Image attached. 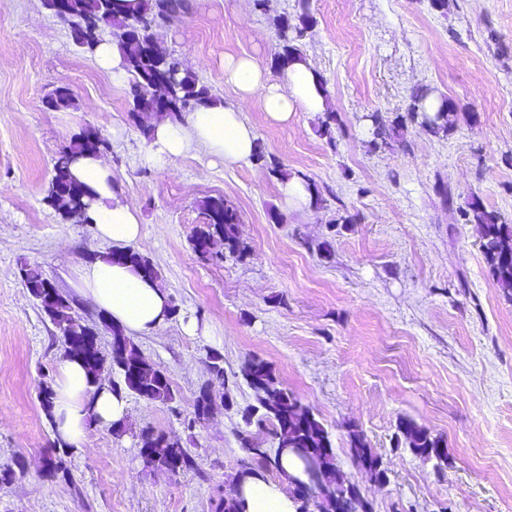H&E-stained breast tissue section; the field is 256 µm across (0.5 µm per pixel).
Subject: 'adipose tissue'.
<instances>
[{"label":"adipose tissue","instance_id":"1","mask_svg":"<svg viewBox=\"0 0 512 512\" xmlns=\"http://www.w3.org/2000/svg\"><path fill=\"white\" fill-rule=\"evenodd\" d=\"M224 81L234 87L238 103H213L188 113L183 123L157 124L153 142L158 157L174 164L190 151L203 148L228 163L247 162L256 152V135L243 119L240 105L256 95L268 119L279 124L288 123L295 113L326 108L319 79L306 62L289 65L281 78L273 81L252 58L230 57L224 61ZM71 172L94 196L88 215L97 236L116 249L137 242V211L117 196L111 164L103 157L85 155L76 158ZM78 288L83 297L128 332L149 335L169 319L170 299L163 288L132 268L105 258H97L79 270ZM54 391V426L72 446L81 444L89 423L111 427L126 417L125 394L106 388L94 390L75 356L67 355L60 361ZM233 495L241 503L242 512L296 510L291 493L262 476L236 484Z\"/></svg>","mask_w":512,"mask_h":512}]
</instances>
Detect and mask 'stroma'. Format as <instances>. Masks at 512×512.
Here are the masks:
<instances>
[{
	"mask_svg": "<svg viewBox=\"0 0 512 512\" xmlns=\"http://www.w3.org/2000/svg\"><path fill=\"white\" fill-rule=\"evenodd\" d=\"M297 0H192L158 39L212 94L237 100L225 56H249L270 79L277 22ZM316 24L301 41L329 92L328 112L269 120L259 98L243 109L264 162L224 164L204 151L177 167L148 162L151 142L130 120L127 85H113L71 29L41 0H0V512H214L247 453L238 440L252 390L238 378L253 357L325 424L336 463L371 512H512V299L496 285L468 202L512 224V0H310ZM67 87L73 105L49 109ZM427 88L458 107L457 126L434 135L407 119ZM334 115L331 136L322 123ZM393 133L374 149L371 115ZM108 143L117 193L137 210L150 258L177 308L166 326L133 341L166 370L168 403L129 397L126 431L88 427L67 459L69 480L48 478L54 432L39 399L64 354L57 329L24 288L39 265L81 316L78 268L106 250L92 225L62 221L44 200L53 162L75 134ZM303 174L320 198L281 201L284 175ZM237 208L244 259L202 262L189 238L200 200ZM330 241L334 255L319 251ZM201 332H185L187 319ZM224 356L234 401L188 427L209 350ZM444 442L448 462L396 446L400 419ZM180 438L193 468H145L141 428ZM361 430L386 471L378 482L347 445Z\"/></svg>",
	"mask_w": 512,
	"mask_h": 512,
	"instance_id": "35a3bbf8",
	"label": "stroma"
}]
</instances>
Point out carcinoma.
<instances>
[{
	"mask_svg": "<svg viewBox=\"0 0 512 512\" xmlns=\"http://www.w3.org/2000/svg\"><path fill=\"white\" fill-rule=\"evenodd\" d=\"M71 11L66 21L70 25H80L84 19H91L102 32H109L112 42L119 48L127 74L129 96L134 111L130 119L140 128L147 139H152L156 124L169 121L173 124L184 120L185 113L194 112L199 107L216 101L209 88L200 83L198 77L182 68L177 58L162 46H157L154 56L142 52V44L156 38L157 28L176 10H187L190 0H69ZM315 25L309 0H298L295 20L283 18L278 25L280 51L276 61L284 69L294 61L305 57L299 42ZM165 67L174 75L169 92L175 99L174 107L168 112L151 114L137 112L154 93L153 71ZM428 91L420 90L413 94L408 108V118L419 122L433 134L444 133L453 127L458 119L457 107L445 96L439 97L438 108L429 113L423 102ZM54 109L63 110L73 105V99L66 87H58L49 95ZM96 151L87 137L80 134L70 140L53 164V175L49 182L45 201L59 211L61 219L81 224L89 223L88 210L91 200L62 202L61 190L73 182L69 169L70 160L76 155ZM204 223L198 224L191 236V245L197 256L206 262H222L227 257L242 258L246 255L240 238V218L237 210L224 202L222 197H207L198 204ZM467 220L480 225L481 250L495 277L498 288L505 297L512 298V224L486 210L474 200L465 210ZM110 261L132 267L137 273L155 282H161V273L153 262L140 252L125 248L109 251ZM21 282L36 301L38 307L55 326L61 337L76 334L80 330L92 335L96 324L84 321L76 312L73 299L59 291L38 265H24L19 272ZM112 345L122 347L124 355L118 356L113 350L104 351L100 346L88 343L85 349L84 368L89 383L95 384L105 371L115 372L119 378L112 383V391L133 395L149 402H169L174 394L170 380L163 369L145 361L138 353L133 340L125 334V329L110 325ZM241 377L253 390L256 404L245 409L242 419L246 426L255 430L241 431L238 434L241 446L246 449L248 458L243 460L234 480L240 482L250 476L265 475L277 468L280 448H304L318 455L319 489L324 495L323 506L330 512L334 509L336 493L348 488L344 475L336 467L332 443L323 423L274 376L270 366L262 359L254 358L244 363ZM213 401L207 386L200 387L194 403L193 422L207 419ZM262 434L272 436L281 447L256 452L258 439ZM140 441L144 447H152L153 453L143 458L144 466L151 469L167 467L180 472L192 466V460L181 441L175 436L156 433L145 427L140 431ZM396 444L402 445L417 455L442 457L443 441L428 429L410 420L398 425ZM351 457L358 466L366 468L377 464L378 457L369 447L363 433L352 429L348 433ZM72 446L59 439L53 440V448L47 459V473L50 478H68L67 457Z\"/></svg>",
	"mask_w": 512,
	"mask_h": 512,
	"instance_id": "obj_1",
	"label": "carcinoma"
}]
</instances>
